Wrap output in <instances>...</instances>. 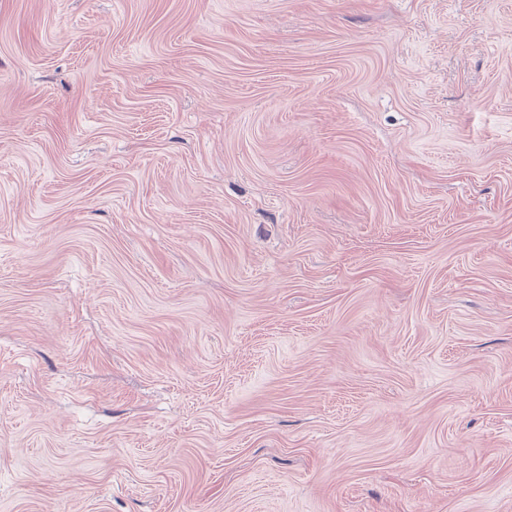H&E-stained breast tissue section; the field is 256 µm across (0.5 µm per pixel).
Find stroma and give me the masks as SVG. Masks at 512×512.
I'll return each mask as SVG.
<instances>
[{
  "instance_id": "obj_1",
  "label": "stroma",
  "mask_w": 512,
  "mask_h": 512,
  "mask_svg": "<svg viewBox=\"0 0 512 512\" xmlns=\"http://www.w3.org/2000/svg\"><path fill=\"white\" fill-rule=\"evenodd\" d=\"M0 512H512V0H0Z\"/></svg>"
}]
</instances>
